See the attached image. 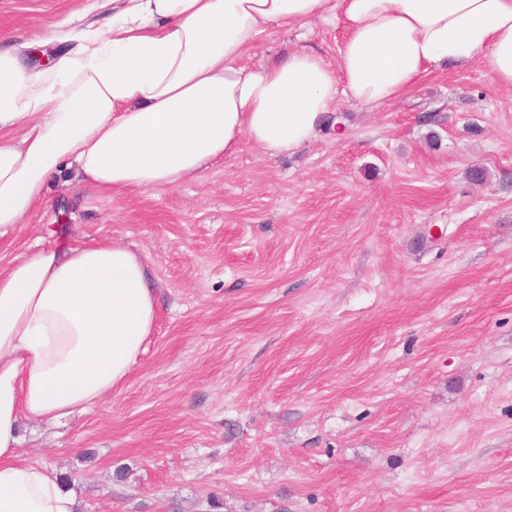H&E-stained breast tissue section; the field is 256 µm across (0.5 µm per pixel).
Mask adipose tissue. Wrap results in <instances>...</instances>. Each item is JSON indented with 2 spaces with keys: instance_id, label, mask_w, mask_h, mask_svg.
I'll return each mask as SVG.
<instances>
[{
  "instance_id": "obj_1",
  "label": "adipose tissue",
  "mask_w": 512,
  "mask_h": 512,
  "mask_svg": "<svg viewBox=\"0 0 512 512\" xmlns=\"http://www.w3.org/2000/svg\"><path fill=\"white\" fill-rule=\"evenodd\" d=\"M339 17L335 64L304 45L243 60L269 29ZM63 40L43 69L0 48V235L71 159L104 192L174 187L244 138L298 149L341 94L379 106L481 61L512 87V0H112L104 23ZM155 320L153 282L125 245L48 247L0 270V512H75L58 478L23 458L20 423L110 394Z\"/></svg>"
}]
</instances>
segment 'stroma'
<instances>
[{
	"mask_svg": "<svg viewBox=\"0 0 512 512\" xmlns=\"http://www.w3.org/2000/svg\"><path fill=\"white\" fill-rule=\"evenodd\" d=\"M95 2L0 0V46L100 20ZM345 32L274 28L244 60L303 42L332 63ZM333 110L344 138L244 141L171 188L103 193L63 169L0 236V269L127 245L157 290L120 386L20 424L77 512H512V87L481 62Z\"/></svg>",
	"mask_w": 512,
	"mask_h": 512,
	"instance_id": "obj_1",
	"label": "stroma"
}]
</instances>
